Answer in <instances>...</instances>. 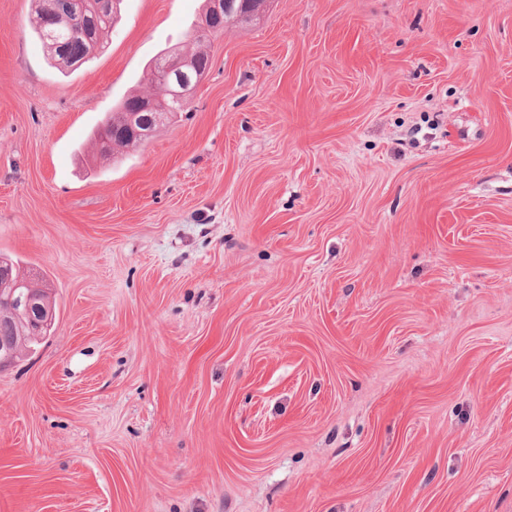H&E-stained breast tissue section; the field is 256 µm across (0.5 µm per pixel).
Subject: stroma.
<instances>
[{
  "label": "stroma",
  "instance_id": "35a3bbf8",
  "mask_svg": "<svg viewBox=\"0 0 512 512\" xmlns=\"http://www.w3.org/2000/svg\"><path fill=\"white\" fill-rule=\"evenodd\" d=\"M0 0V512H512V0H119L61 73ZM184 112L104 159L148 64ZM224 10L227 13L236 12L234 0H210L208 13L204 21L198 26L196 33L198 36H206L213 31L214 23L224 20V24L228 21L224 19ZM189 59L192 61L193 67L187 58L178 56L176 52L165 54L161 60L163 63L160 68L161 71L165 74L166 78L171 77L174 80L176 90H171V92L182 102L174 101L171 99V96L166 95L164 98L165 112H163L157 100L150 98L133 106V112H143L142 115L145 117L148 115L147 112H154L153 115L155 117L158 116L157 112H163L166 114L164 119L182 112L185 108L184 103L202 78L201 75L194 74L192 68L202 75L210 68L209 57L202 51H196L189 55ZM43 298L47 304H50L56 318V303L52 302L46 292L43 291ZM46 303H39L33 300H25L22 302L20 312L27 318L29 325L37 330L46 329L50 325L51 312ZM29 336L27 329L20 321L4 320L1 322L0 320V340L4 342L16 340L19 353L16 358L19 357L20 359L26 352L30 351L32 347L37 346L44 336H47V332H42L41 335H39L43 337Z\"/></svg>",
  "mask_w": 512,
  "mask_h": 512
}]
</instances>
